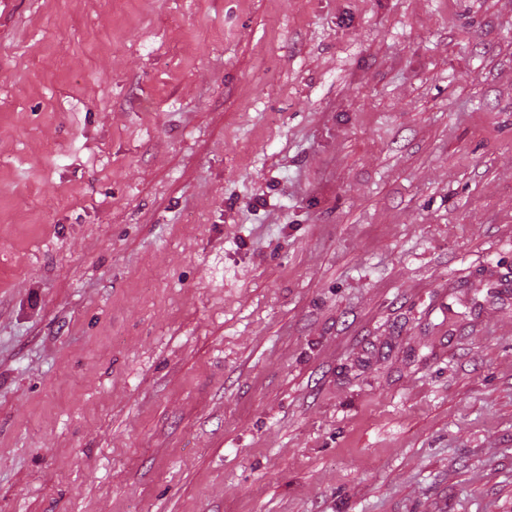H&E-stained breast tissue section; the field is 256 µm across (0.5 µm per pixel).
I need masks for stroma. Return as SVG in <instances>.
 I'll return each mask as SVG.
<instances>
[{"mask_svg": "<svg viewBox=\"0 0 512 512\" xmlns=\"http://www.w3.org/2000/svg\"><path fill=\"white\" fill-rule=\"evenodd\" d=\"M0 512H512V0H12Z\"/></svg>", "mask_w": 512, "mask_h": 512, "instance_id": "1", "label": "stroma"}]
</instances>
